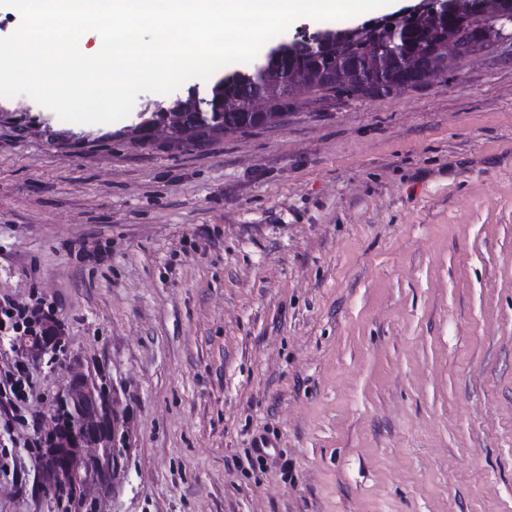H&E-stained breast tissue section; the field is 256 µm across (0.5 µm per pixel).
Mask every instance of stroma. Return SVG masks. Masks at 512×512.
<instances>
[{"instance_id":"35a3bbf8","label":"stroma","mask_w":512,"mask_h":512,"mask_svg":"<svg viewBox=\"0 0 512 512\" xmlns=\"http://www.w3.org/2000/svg\"><path fill=\"white\" fill-rule=\"evenodd\" d=\"M0 97V512H512V39L447 78L311 97L188 146ZM119 418L53 489L72 372ZM266 440L267 461L251 460ZM53 312L50 308H36L30 310L13 303L2 306L0 303V333L12 332V336H39L44 335L42 327L47 322H54ZM21 333L18 334V331ZM44 464L47 471L52 474H64L68 480L75 485H80L87 479V477L83 475L78 468L73 467L68 463V460L63 457V454L47 456ZM62 480L71 487L75 486L65 479Z\"/></svg>"}]
</instances>
